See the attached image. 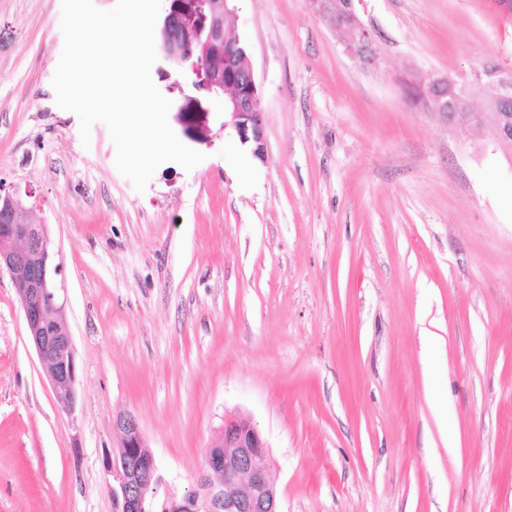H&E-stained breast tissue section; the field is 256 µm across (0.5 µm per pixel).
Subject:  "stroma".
Returning a JSON list of instances; mask_svg holds the SVG:
<instances>
[{
	"instance_id": "stroma-1",
	"label": "stroma",
	"mask_w": 512,
	"mask_h": 512,
	"mask_svg": "<svg viewBox=\"0 0 512 512\" xmlns=\"http://www.w3.org/2000/svg\"><path fill=\"white\" fill-rule=\"evenodd\" d=\"M263 158L214 102L204 153L144 192L107 127L55 102L61 0H0V180L62 267L79 366L58 402L0 274V512H114L105 452L139 421L177 495H205L225 417L264 435L282 512H512V163L399 78L512 65L495 0H361L363 70L309 0H235Z\"/></svg>"
}]
</instances>
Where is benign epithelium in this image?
Wrapping results in <instances>:
<instances>
[{"instance_id":"7a95c632","label":"benign epithelium","mask_w":512,"mask_h":512,"mask_svg":"<svg viewBox=\"0 0 512 512\" xmlns=\"http://www.w3.org/2000/svg\"><path fill=\"white\" fill-rule=\"evenodd\" d=\"M230 0H211V21L203 24L200 39L192 24L187 0L166 11L160 21L169 39L159 48L163 59H181L191 74L187 107L209 113V103L224 100V125L233 126L242 143L253 145V155L264 156L261 89L240 42L226 37L224 19L234 16ZM357 0L313 3L312 11L334 21L336 38L363 69L379 71L384 63L376 35L361 19ZM211 49L224 54V68L209 67L201 54ZM404 91L426 106L450 128L479 130L492 124L498 145L512 141V124L503 113L512 109V67L485 63L455 77L436 76L427 84L404 79ZM22 199L0 185V270L6 269L16 289L35 351L57 398L71 411L75 403L78 366L71 331L54 276V252L46 225L21 216ZM120 435L117 451L103 459L112 476L110 492L115 512H281L279 491L268 463V444L245 418H227L206 449L208 468L221 483L209 485L205 499L177 498L163 479L137 418L120 414L115 420Z\"/></svg>"}]
</instances>
